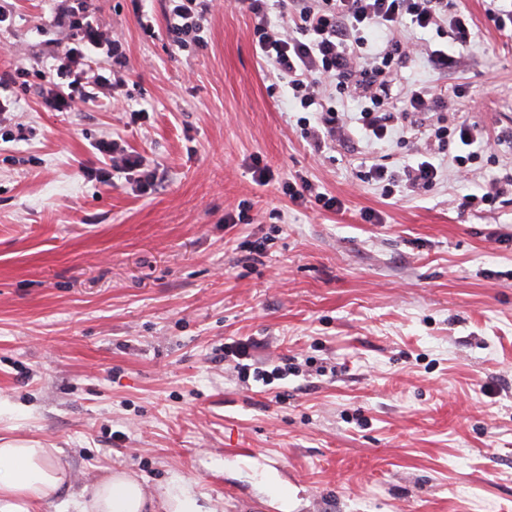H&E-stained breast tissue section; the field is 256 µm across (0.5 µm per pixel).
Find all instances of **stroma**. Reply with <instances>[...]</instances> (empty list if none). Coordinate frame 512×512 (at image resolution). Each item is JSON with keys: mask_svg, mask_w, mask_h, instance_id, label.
<instances>
[{"mask_svg": "<svg viewBox=\"0 0 512 512\" xmlns=\"http://www.w3.org/2000/svg\"><path fill=\"white\" fill-rule=\"evenodd\" d=\"M448 3L474 22L468 65L444 78L415 57L402 81L462 86L456 108L492 136L512 126V30L490 0ZM138 6L91 0L135 71L133 120L46 111L41 70L67 37L51 0H0V76L28 70L0 113V441L57 449L75 494L126 471L155 497L192 484L211 512H512V203L458 207L512 172V145L488 142L467 182L451 147L432 191L385 196L358 170L399 169L413 144L314 153L233 0L183 52ZM115 135L156 192L83 176ZM302 175L344 210L292 203ZM238 210L248 223H225ZM239 339L291 371L241 380Z\"/></svg>", "mask_w": 512, "mask_h": 512, "instance_id": "1", "label": "stroma"}]
</instances>
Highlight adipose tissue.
<instances>
[{
    "instance_id": "obj_1",
    "label": "adipose tissue",
    "mask_w": 512,
    "mask_h": 512,
    "mask_svg": "<svg viewBox=\"0 0 512 512\" xmlns=\"http://www.w3.org/2000/svg\"><path fill=\"white\" fill-rule=\"evenodd\" d=\"M69 487L68 470L52 449L31 440L0 443V512H36L38 503ZM72 505L75 512H201L191 488L156 500L123 472L100 479Z\"/></svg>"
}]
</instances>
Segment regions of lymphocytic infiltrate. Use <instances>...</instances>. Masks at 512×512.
Segmentation results:
<instances>
[{
    "instance_id": "1",
    "label": "lymphocytic infiltrate",
    "mask_w": 512,
    "mask_h": 512,
    "mask_svg": "<svg viewBox=\"0 0 512 512\" xmlns=\"http://www.w3.org/2000/svg\"><path fill=\"white\" fill-rule=\"evenodd\" d=\"M213 0H163L162 14L174 46L181 51L204 41L205 22ZM253 21L256 56L273 78L288 90V101L304 112L301 136L314 151L351 139L350 124L372 142L392 137L425 139L427 146L445 152L450 145L464 147L455 156L457 167L476 162L485 143L477 122L442 124L439 112L453 109L459 89L444 86L402 85L398 75L411 58L401 31H432L449 38L450 46L421 44L426 63L448 74L464 63V52L475 39L473 23L464 13L449 12L448 0H235ZM54 23L69 32L70 47L54 55L43 76L49 87L43 103L55 112H71L107 98L124 100L133 74L122 45L94 24L84 0H60ZM357 100L359 110L345 115L336 108L337 96ZM108 163L83 167L84 176L111 185L115 175L131 176L136 192L158 187V177L143 159L120 141L99 142ZM442 170L423 160L395 172L380 163L369 166L367 181L381 185L386 195L402 190L431 191Z\"/></svg>"
}]
</instances>
